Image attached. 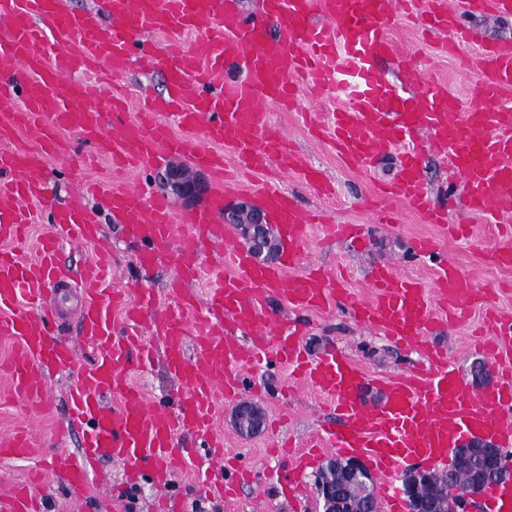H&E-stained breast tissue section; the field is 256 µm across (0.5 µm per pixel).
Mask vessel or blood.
I'll return each mask as SVG.
<instances>
[{
  "instance_id": "1",
  "label": "vessel or blood",
  "mask_w": 512,
  "mask_h": 512,
  "mask_svg": "<svg viewBox=\"0 0 512 512\" xmlns=\"http://www.w3.org/2000/svg\"><path fill=\"white\" fill-rule=\"evenodd\" d=\"M107 7L108 26L91 10L62 11L58 0H0V102L7 105L0 112V337L15 344L5 370L28 416L42 413L51 373L76 374L67 416L82 435L81 449L57 454L54 471L78 493L88 465L110 460L125 465L129 476L148 474L166 491L181 461L179 440L188 437L208 450L209 490L227 492V450L214 416L243 392L242 366L268 360L287 367L291 378L318 392L342 419V428H323L312 447L366 456L379 477L386 512H403L394 482L406 463L439 465L472 438L511 448L512 315L488 312L480 328L481 348L498 369L494 384L472 387L439 351L427 370L384 381L381 399L365 405L357 397L365 382L359 367L334 350L307 354L295 334L284 333L266 312L273 296L295 309L334 303V275L319 269L291 272L317 216L299 209L276 185L263 186L261 203L275 216L288 246V260L279 264L258 262L236 248L219 217L230 187L226 148L238 166L274 167L320 187V172L291 149L264 112L270 103L294 109L297 82L303 79L313 97L329 88L343 94L331 112L303 115L309 128L329 134L341 156L369 163L401 148L395 193L428 223L439 218L420 172L427 151L447 158L451 174L462 179L472 215L497 224L511 221L512 42L482 44L481 100L466 108L437 84L421 97L407 95L380 63L403 57L388 35L399 17L419 14L424 26L454 44L470 38L463 14L512 18V0H266L267 16L280 24L275 37L263 22L246 21L225 8L224 0H107ZM189 33L200 34L197 47L185 45ZM135 58L164 68L171 92L128 120L125 99L108 93L107 79L119 77ZM228 61L244 70V79L225 80ZM95 65L101 68L96 79L68 77L71 70ZM170 115L183 128L202 130L203 140L173 135ZM62 130L78 133L94 150L84 158L72 200L43 215L30 203L42 196L47 163L21 149L17 138L31 132L52 152L63 153ZM164 152L214 171L217 192L209 208L179 221L165 197L122 178L103 184L92 176L98 157L125 172L149 168ZM89 195L104 198L124 219L128 235L143 243L141 264L169 253L181 265L180 278H199L195 258L205 240L228 271L202 299L184 288L169 289L170 304L162 312L151 296L140 295L131 305L127 288L112 287L106 251L69 274L56 260L60 245L101 240L95 215L84 203ZM40 222L46 231L29 241V225ZM30 249L35 258L27 257ZM73 277L80 289L72 314L92 354L86 363L49 329L57 307L47 287H68ZM372 288L371 301L351 302L352 316L408 346L426 345L438 316H455L484 297L475 278L447 258L437 264L432 285L386 267L374 272ZM228 321L251 331V345L225 332ZM146 328L160 339L179 382L175 404L149 405L127 380L132 364L145 369L153 363L154 349L142 334ZM41 449L28 424L0 438L1 461L30 460ZM37 482L33 473L1 493L0 512H35ZM482 497L488 512H512V488L491 486Z\"/></svg>"
}]
</instances>
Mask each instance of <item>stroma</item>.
I'll return each instance as SVG.
<instances>
[{
    "instance_id": "35a3bbf8",
    "label": "stroma",
    "mask_w": 512,
    "mask_h": 512,
    "mask_svg": "<svg viewBox=\"0 0 512 512\" xmlns=\"http://www.w3.org/2000/svg\"><path fill=\"white\" fill-rule=\"evenodd\" d=\"M466 23L476 31L478 40L464 45L456 58L442 51L437 36L422 30L419 19H402L391 28L393 40L402 50L415 55L418 81L410 88L412 94H421L428 84L437 83L463 103L478 101L480 75L470 61L479 51V40H512V19L500 21L470 16ZM114 86L125 92L131 106L135 107L140 105L142 96L166 94L168 77L161 69L145 72L134 66L115 79ZM267 113L269 121L292 138L310 164L322 170L333 186L332 193L324 195L316 192L301 175L290 174L282 186L294 203L304 210L321 212L328 221L364 227L363 239L341 243L325 239L320 225H309L307 252L294 267V274H302L308 264H318L329 273L342 276L350 299L367 300L372 296L369 286L372 271L386 264L394 265L399 273L431 283L436 262L415 256L413 247L419 237L433 238L443 254L475 276L479 288L488 291L489 301L466 307L463 323L440 322L428 338L429 348L446 351L449 364L472 386L479 388L488 384V376L475 373L477 367L489 366L490 361L474 348L473 333L488 310L512 312V267L500 266L489 259L490 252L505 235V228L461 210L456 188L448 178V167L435 155L427 154L420 160L431 200L447 212L449 224L471 225L470 237H451L446 227L425 223L405 201L382 193V185L396 175L398 150L381 156L367 170L343 161L329 137L314 136L295 113L274 106L268 107ZM60 137L71 142L73 150L48 161L47 196L51 204L58 207L68 203L72 174L80 156L88 151L76 133L64 131ZM386 210L395 214L394 229H385L376 222L377 216ZM98 220L115 261L113 286L138 285L144 293L152 295L157 304H164L168 284L178 271L175 261L167 259L150 267L141 266L137 259L141 246L127 235L122 222L103 210H99ZM268 313L273 319L296 327L302 345L310 354L328 349L342 352L371 376L372 384L358 392L360 400L367 405L380 397L377 379L420 372L428 366L426 350L404 346L379 331L364 328L341 307L326 311L292 309L284 301L273 298L268 303ZM127 376L150 401L173 396L179 390L177 381L160 359L146 370L130 367ZM244 377L250 389L246 401L260 407L264 413L260 431L248 436L240 434L234 424L236 407L232 404L218 414L215 427L223 434L225 447L236 454L239 464L256 470V479L242 485L232 501L209 495L205 488L208 462L200 451L202 443L190 438L183 440V447L195 449L196 454L176 472L169 489L172 512H255L254 506L258 503L263 506L262 512H317L316 476L328 462L337 459V452L326 450L315 466L298 472L287 465L284 455L271 453L269 445L274 439L292 441L297 447L305 445L315 436L319 424L335 425V417L329 415L325 402L311 389L289 390L288 373L276 364L247 367ZM67 385V376L54 379L47 413L32 422L44 444L43 454L33 461L0 463V491L24 479L30 470L44 474L45 480L36 490L42 512H76L72 509L66 482L55 477L52 471L53 456L58 448L54 433L67 413ZM276 470L288 474L293 490L279 491L263 481L264 473ZM159 499L151 478L126 481L122 466L105 461L91 473L89 489L77 512H155Z\"/></svg>"
}]
</instances>
